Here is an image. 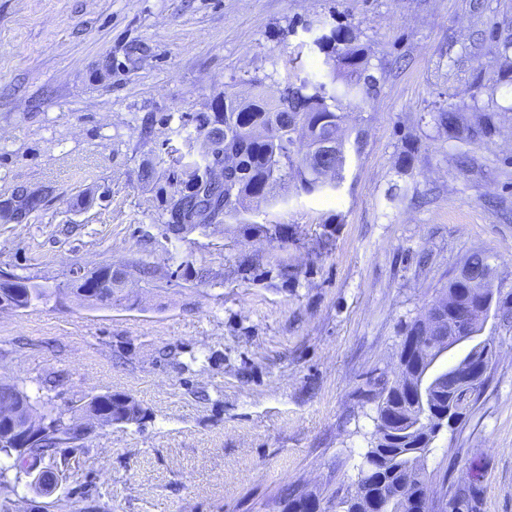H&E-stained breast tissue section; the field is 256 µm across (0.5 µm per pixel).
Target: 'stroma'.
I'll return each mask as SVG.
<instances>
[{
  "label": "stroma",
  "instance_id": "stroma-1",
  "mask_svg": "<svg viewBox=\"0 0 512 512\" xmlns=\"http://www.w3.org/2000/svg\"><path fill=\"white\" fill-rule=\"evenodd\" d=\"M340 26L379 86L341 106L366 143L338 189L291 185L166 232L198 116L318 73ZM510 34L512 0H0V202L38 200L0 218V271L53 290L104 263L154 267L109 308L0 310V381L33 395L51 376L57 406L112 391L150 414L90 430L65 451L70 478L44 496L19 484L11 512H288L295 489L336 512L375 432L367 391L475 251L493 267L496 357L426 465L436 496L473 468L480 512H512V68L493 52ZM449 102L488 106L495 133L448 140L430 114ZM463 151L484 172L461 171Z\"/></svg>",
  "mask_w": 512,
  "mask_h": 512
}]
</instances>
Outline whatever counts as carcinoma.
<instances>
[{
  "mask_svg": "<svg viewBox=\"0 0 512 512\" xmlns=\"http://www.w3.org/2000/svg\"><path fill=\"white\" fill-rule=\"evenodd\" d=\"M348 29H336L330 40L320 80L287 81L277 94L267 96L254 84L256 92L248 98L226 95L215 105V112L198 119L204 132L198 153L188 154L183 167L189 179L169 198L170 224L176 234L184 224L203 220L221 221L227 216L266 205L275 198L274 190L288 182L312 193L337 187L338 175L346 160V147L360 152L364 131L359 129L352 142L344 138V115L339 112L342 101L364 102L377 93L378 78L373 73L365 49ZM432 120L448 134V138L472 144L488 138L495 128L494 115L481 112L474 120L461 121L460 112L449 104L432 115ZM222 168L224 182L210 186L214 167ZM463 274L448 279L434 301L457 312L448 322L464 320L475 330L483 329L491 311L492 285L475 288L492 269L488 256L471 253L463 263ZM13 291L0 293V298L28 308L41 300L46 292L30 283V278L14 275ZM116 276L111 265H102L67 286L74 296L101 307H112ZM422 335V318H415L405 328L402 346L416 343L405 363L410 380L395 388L378 379L380 387L377 415L387 419L394 415L406 420L403 433L376 432L364 461L371 465V475L357 483L355 492L339 498L342 512H367L374 501L385 503L384 512H412L414 501H426L430 474L425 459L436 435L445 427L456 430L476 404L455 385V376L468 371L471 355L438 371L433 364L441 349L418 341ZM14 412L18 418L40 419L46 434L29 446L1 444L0 456L11 460L0 466V512H9L10 495L24 477L32 479L35 488L47 491L43 471H59L66 459H57L60 448H74L84 439V426L79 420H96L110 424L122 420L141 425L148 412L132 398L100 393L87 402L61 408L51 398H32L16 384L0 382V415ZM479 477L453 487L452 501L459 512H478Z\"/></svg>",
  "mask_w": 512,
  "mask_h": 512,
  "instance_id": "carcinoma-1",
  "label": "carcinoma"
}]
</instances>
